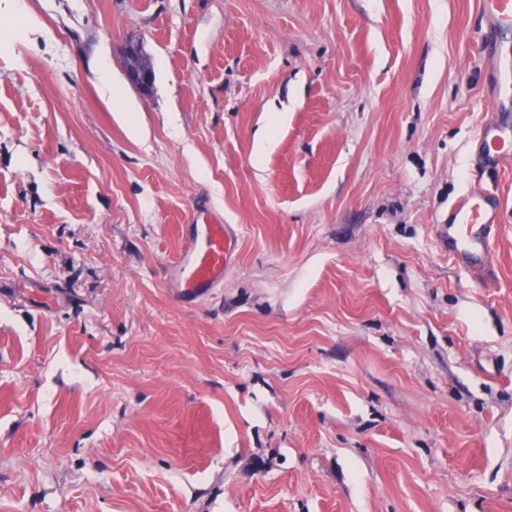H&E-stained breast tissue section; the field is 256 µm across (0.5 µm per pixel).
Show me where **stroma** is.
Wrapping results in <instances>:
<instances>
[{
	"label": "stroma",
	"instance_id": "stroma-1",
	"mask_svg": "<svg viewBox=\"0 0 512 512\" xmlns=\"http://www.w3.org/2000/svg\"><path fill=\"white\" fill-rule=\"evenodd\" d=\"M12 25L0 512H512L479 0H0ZM478 186L504 212L489 279L437 233ZM200 210L239 257L188 299ZM145 68L153 71L149 57L143 52L142 47L124 57V69ZM124 70L125 79L129 85L137 89L142 95H148L153 83V75L150 71Z\"/></svg>",
	"mask_w": 512,
	"mask_h": 512
}]
</instances>
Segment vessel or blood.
Wrapping results in <instances>:
<instances>
[{
    "label": "vessel or blood",
    "mask_w": 512,
    "mask_h": 512,
    "mask_svg": "<svg viewBox=\"0 0 512 512\" xmlns=\"http://www.w3.org/2000/svg\"><path fill=\"white\" fill-rule=\"evenodd\" d=\"M480 11L488 26V44H495L500 35L512 33V0H480ZM497 68L495 103L500 106L512 100V60L498 58ZM476 142L481 168L494 169L512 161V124L491 118L480 126ZM501 221L500 203L494 193L483 190L464 194L447 217L448 224L455 229L454 236L447 239L449 256L472 265L484 277H492L496 262L490 249V233ZM235 250L236 233L232 225L216 218L197 225L176 262L184 294L198 297L221 283Z\"/></svg>",
    "instance_id": "vessel-or-blood-1"
}]
</instances>
